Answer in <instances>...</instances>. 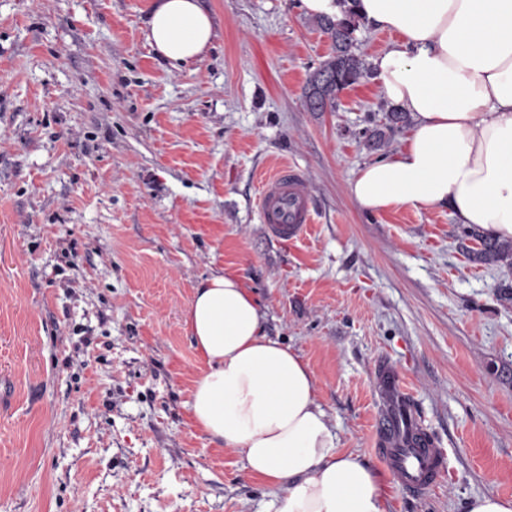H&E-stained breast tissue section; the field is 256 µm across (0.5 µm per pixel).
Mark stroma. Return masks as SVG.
<instances>
[{
	"label": "stroma",
	"instance_id": "35a3bbf8",
	"mask_svg": "<svg viewBox=\"0 0 512 512\" xmlns=\"http://www.w3.org/2000/svg\"><path fill=\"white\" fill-rule=\"evenodd\" d=\"M148 0H0V512H276L283 492L195 425L206 363L184 324L232 266L297 352L342 448L371 466L378 361L401 375L448 472L426 495L383 471L389 512L512 497V271L471 262L449 210L359 208L395 153L372 76L308 111L331 52L301 0H200L205 59L170 67ZM309 177L313 222L279 242L263 176Z\"/></svg>",
	"mask_w": 512,
	"mask_h": 512
}]
</instances>
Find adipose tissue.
<instances>
[{
  "instance_id": "adipose-tissue-1",
  "label": "adipose tissue",
  "mask_w": 512,
  "mask_h": 512,
  "mask_svg": "<svg viewBox=\"0 0 512 512\" xmlns=\"http://www.w3.org/2000/svg\"><path fill=\"white\" fill-rule=\"evenodd\" d=\"M394 34L371 60L383 98L408 112L396 154L350 183L365 210L449 209L512 240V0H356ZM146 38L173 68L201 62L211 16L198 0H149ZM268 309L234 269L195 288L185 324L207 363L192 390L197 428L284 489L277 512H388L383 478L339 446L309 365L265 332Z\"/></svg>"
}]
</instances>
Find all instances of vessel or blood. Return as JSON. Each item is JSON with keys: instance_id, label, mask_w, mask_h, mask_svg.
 <instances>
[{"instance_id": "obj_1", "label": "vessel or blood", "mask_w": 512, "mask_h": 512, "mask_svg": "<svg viewBox=\"0 0 512 512\" xmlns=\"http://www.w3.org/2000/svg\"><path fill=\"white\" fill-rule=\"evenodd\" d=\"M259 209L273 238H299L313 221L307 175L288 165L277 168L261 185ZM374 381L384 401L376 423L374 453L399 478L404 490L425 495L444 474L445 458L434 445H415L413 435L419 420L412 395L399 373L380 362L374 369Z\"/></svg>"}]
</instances>
